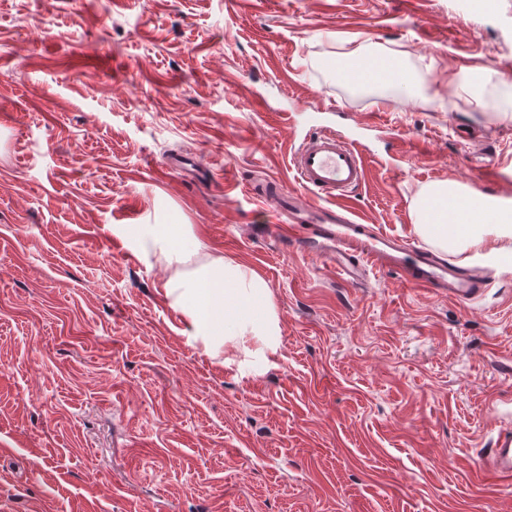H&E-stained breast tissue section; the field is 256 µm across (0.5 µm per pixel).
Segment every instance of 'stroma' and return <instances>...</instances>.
<instances>
[{"label":"stroma","instance_id":"stroma-1","mask_svg":"<svg viewBox=\"0 0 512 512\" xmlns=\"http://www.w3.org/2000/svg\"><path fill=\"white\" fill-rule=\"evenodd\" d=\"M397 57L353 85L332 64ZM329 126L367 148L356 219L418 248L422 192L512 201V0H0V512H512L474 459L512 420V256L462 306L339 283L251 189ZM500 154L485 184L474 159ZM194 153L203 183L161 174ZM179 207L269 283L260 375L188 345L114 226Z\"/></svg>","mask_w":512,"mask_h":512}]
</instances>
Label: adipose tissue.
Wrapping results in <instances>:
<instances>
[{
    "mask_svg": "<svg viewBox=\"0 0 512 512\" xmlns=\"http://www.w3.org/2000/svg\"><path fill=\"white\" fill-rule=\"evenodd\" d=\"M420 230L432 241L485 244L492 226L502 252H512V206L455 184L436 186L420 203ZM458 226L447 234V223ZM116 234L139 256L162 261L170 277L162 284L169 305L181 313L183 335L212 356H223L254 374L274 366L281 347V323L266 279L243 262L205 253L192 225L161 214L152 224H122Z\"/></svg>",
    "mask_w": 512,
    "mask_h": 512,
    "instance_id": "obj_1",
    "label": "adipose tissue"
}]
</instances>
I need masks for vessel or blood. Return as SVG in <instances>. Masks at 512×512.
Listing matches in <instances>:
<instances>
[{"mask_svg": "<svg viewBox=\"0 0 512 512\" xmlns=\"http://www.w3.org/2000/svg\"><path fill=\"white\" fill-rule=\"evenodd\" d=\"M341 76L360 80L384 79L386 68L351 59L336 63ZM290 165L300 191L267 182L256 193L260 199L277 200L276 223L267 225L268 236L309 244L331 263L345 283L359 281L365 271L386 270L401 274L413 287L466 305L485 296L490 275L479 267L457 265L440 254L407 247L399 239L374 232L356 221L344 200L366 179L363 150L335 129L323 127L304 138L293 150ZM319 196V203L302 201L301 191ZM480 473L499 482L512 483V426L500 428L487 452L478 455Z\"/></svg>", "mask_w": 512, "mask_h": 512, "instance_id": "b4317fda", "label": "vessel or blood"}]
</instances>
